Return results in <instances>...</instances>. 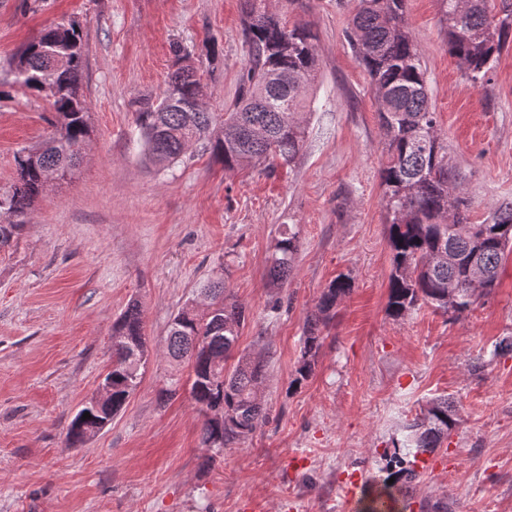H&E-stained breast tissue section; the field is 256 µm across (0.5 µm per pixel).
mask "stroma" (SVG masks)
I'll return each mask as SVG.
<instances>
[{"label":"stroma","mask_w":512,"mask_h":512,"mask_svg":"<svg viewBox=\"0 0 512 512\" xmlns=\"http://www.w3.org/2000/svg\"><path fill=\"white\" fill-rule=\"evenodd\" d=\"M268 0L316 35L318 73L295 167L228 171L192 151L164 169L139 148L136 112L161 97L173 42L191 52L209 111L227 112L248 64L244 0H0V189L15 154L51 133L41 96L14 84L12 59L61 20L79 23L93 141L73 178L0 250V512H341L351 470L379 488L384 454L428 401L447 395L461 424L416 463L413 512H512V254L497 288L452 319L428 306L386 311L391 271L380 169L384 135L369 77L347 43L353 0ZM406 18L470 223L512 202V41L472 81L449 54L439 0ZM294 225L293 276L270 287L279 225ZM353 289L322 328L312 376L289 384L317 300L338 274ZM223 275L247 309L237 348L260 358L266 418L209 457L191 369L168 329L208 279ZM142 313L148 361L125 408L73 445L71 419L112 365V324ZM486 366L472 371L477 358ZM178 380L176 398L160 389Z\"/></svg>","instance_id":"stroma-1"}]
</instances>
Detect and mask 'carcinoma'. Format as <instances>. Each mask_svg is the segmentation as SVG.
Listing matches in <instances>:
<instances>
[{
	"label": "carcinoma",
	"mask_w": 512,
	"mask_h": 512,
	"mask_svg": "<svg viewBox=\"0 0 512 512\" xmlns=\"http://www.w3.org/2000/svg\"><path fill=\"white\" fill-rule=\"evenodd\" d=\"M441 3L448 51L476 80L512 33V5L503 3L502 17L496 18L489 14L488 0ZM405 13L406 0H357L349 35L374 88L385 135L381 185L392 252L387 309L398 319L426 304L457 318L477 301L475 290L488 294L498 285L502 261L512 252V203L500 206L489 224L468 221ZM243 34L249 66L233 108L224 113L189 111L196 105L200 81L187 63V48L172 44L176 69L168 76L167 89L157 102L143 104L136 116L141 147L153 163L168 167L198 145L220 159L226 170L266 162L294 166L306 134L307 91L318 68L316 35L309 27L266 11L262 0H245ZM56 56L66 58L67 65L54 66ZM84 66L83 36L73 20L47 28L12 61L14 82L51 102L55 131L41 146L22 148L15 155L16 180L0 194V249L18 237L20 217L53 185L47 172H58L61 181L73 176L91 143L89 105L82 90ZM298 251L297 233L290 227L280 230L267 259L270 287L288 283ZM352 289V279L340 274L322 292L317 312L306 322L291 386L312 375L324 340L319 326L329 324L338 302ZM200 295L203 303L189 301L172 319L168 351L173 359L190 363V393L200 410L207 414L211 408L221 409V415L205 417L200 433L211 461L266 419L260 395L264 365L241 353L232 372L226 373L245 323V307L222 279L208 281ZM112 352L106 373L111 396L100 409H88L90 418L83 419L80 412L74 416L67 431L72 443L104 429L103 423L123 409L141 382L147 347L138 304L128 305L113 325ZM460 422L454 401H428L406 423L403 439L393 444L379 495L406 498L417 473L406 466L400 449L416 455L432 452Z\"/></svg>",
	"instance_id": "obj_1"
}]
</instances>
